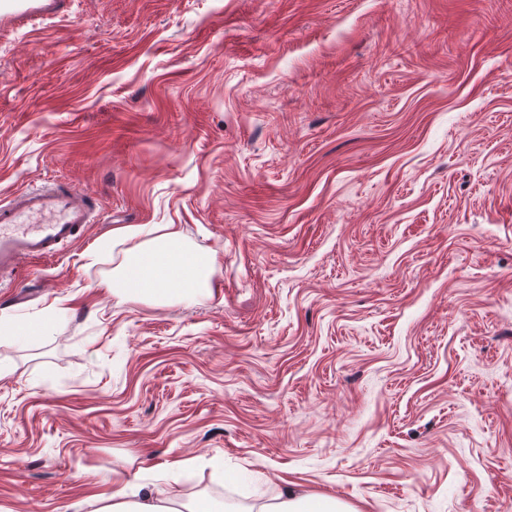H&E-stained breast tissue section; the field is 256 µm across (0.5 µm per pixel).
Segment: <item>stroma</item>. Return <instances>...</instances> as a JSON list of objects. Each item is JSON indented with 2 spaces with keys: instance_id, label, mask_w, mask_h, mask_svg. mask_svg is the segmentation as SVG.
<instances>
[{
  "instance_id": "obj_1",
  "label": "stroma",
  "mask_w": 512,
  "mask_h": 512,
  "mask_svg": "<svg viewBox=\"0 0 512 512\" xmlns=\"http://www.w3.org/2000/svg\"><path fill=\"white\" fill-rule=\"evenodd\" d=\"M0 19V203L91 222L0 277V512L112 475L223 502L512 512V0H31ZM213 261L108 289L126 226Z\"/></svg>"
}]
</instances>
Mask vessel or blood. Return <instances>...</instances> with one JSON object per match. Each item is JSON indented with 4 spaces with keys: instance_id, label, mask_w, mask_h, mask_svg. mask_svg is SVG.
Segmentation results:
<instances>
[{
    "instance_id": "obj_1",
    "label": "vessel or blood",
    "mask_w": 512,
    "mask_h": 512,
    "mask_svg": "<svg viewBox=\"0 0 512 512\" xmlns=\"http://www.w3.org/2000/svg\"><path fill=\"white\" fill-rule=\"evenodd\" d=\"M87 195L68 184L15 193L0 204V271L26 257L54 256L89 223Z\"/></svg>"
}]
</instances>
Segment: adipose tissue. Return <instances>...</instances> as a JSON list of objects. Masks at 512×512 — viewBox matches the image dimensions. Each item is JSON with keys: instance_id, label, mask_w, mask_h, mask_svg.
Instances as JSON below:
<instances>
[{"instance_id": "obj_1", "label": "adipose tissue", "mask_w": 512, "mask_h": 512, "mask_svg": "<svg viewBox=\"0 0 512 512\" xmlns=\"http://www.w3.org/2000/svg\"><path fill=\"white\" fill-rule=\"evenodd\" d=\"M113 236L128 245L122 264L112 275L113 296L161 301L207 287L212 261L184 246L178 225L120 228ZM117 483L97 512H177L169 498L149 492L133 498L130 480L121 477Z\"/></svg>"}]
</instances>
